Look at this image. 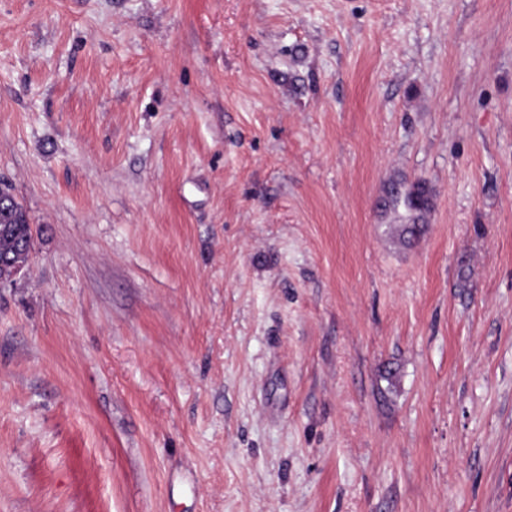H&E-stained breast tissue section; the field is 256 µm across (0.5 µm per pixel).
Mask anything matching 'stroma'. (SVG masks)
<instances>
[{
	"label": "stroma",
	"mask_w": 512,
	"mask_h": 512,
	"mask_svg": "<svg viewBox=\"0 0 512 512\" xmlns=\"http://www.w3.org/2000/svg\"><path fill=\"white\" fill-rule=\"evenodd\" d=\"M0 180V512H512V0H0ZM4 198L0 191V206ZM30 217L14 196L0 208V277L12 267L24 268L33 250Z\"/></svg>",
	"instance_id": "35a3bbf8"
}]
</instances>
